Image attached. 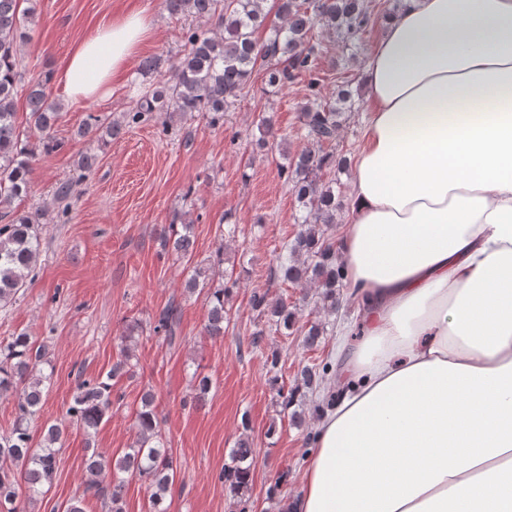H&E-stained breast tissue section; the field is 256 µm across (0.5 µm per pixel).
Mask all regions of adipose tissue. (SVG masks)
I'll list each match as a JSON object with an SVG mask.
<instances>
[{
	"label": "adipose tissue",
	"instance_id": "ef3b65f1",
	"mask_svg": "<svg viewBox=\"0 0 512 512\" xmlns=\"http://www.w3.org/2000/svg\"><path fill=\"white\" fill-rule=\"evenodd\" d=\"M153 27L79 41L66 95H110ZM364 83L337 242L363 332L293 512H512V0H402Z\"/></svg>",
	"mask_w": 512,
	"mask_h": 512
}]
</instances>
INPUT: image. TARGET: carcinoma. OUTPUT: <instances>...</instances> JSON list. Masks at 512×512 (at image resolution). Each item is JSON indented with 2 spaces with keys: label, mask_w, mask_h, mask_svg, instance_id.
<instances>
[{
  "label": "carcinoma",
  "mask_w": 512,
  "mask_h": 512,
  "mask_svg": "<svg viewBox=\"0 0 512 512\" xmlns=\"http://www.w3.org/2000/svg\"><path fill=\"white\" fill-rule=\"evenodd\" d=\"M263 0H165L172 15H192L202 26L183 31L184 51L171 67L165 81L149 82L138 89L133 107L100 131L97 123L88 122L78 130L81 138H97L104 134L115 138L126 126L139 125L155 112L188 114L201 112L208 123H224V112L234 104L251 77L263 71L264 90L281 91L298 76H309V104L304 107L301 124L309 147L297 155L287 178L291 191L300 204L299 229L286 245V257L274 269V277L284 282L301 284L308 280L319 288L321 307L336 310L343 287L344 271L333 248L323 241V227L336 222V194L332 183L321 180L324 170L336 167V156L322 146L336 140V133L346 113L352 111V91L340 89L336 99L322 102L319 65L323 57L319 45L311 42L309 33L321 24L338 34L346 43L360 41L371 22L367 0H278L279 15L286 23L275 27L272 34L259 43L256 30L266 14ZM27 7H22V4ZM33 0H0V309L12 304L29 278L34 276L39 257V235L35 228L39 217L18 215L13 209L16 198L27 193L30 185L31 138L38 139L43 152L51 154L64 146L54 134L59 107L48 101L47 76L22 85L19 70V44L25 37V21H35ZM24 90L28 116L26 125L17 122V97ZM95 163V156H82L79 174L61 182L55 190L67 214L68 199L74 182L83 179ZM184 232L169 225L170 234L163 235L165 252L176 257L192 254L194 240L190 225ZM224 273L213 267L194 268L185 288L204 294L208 304L206 331L211 336L224 335V298L227 289L216 283ZM253 307L267 321L284 329L293 326L295 313L283 300L271 301L268 294L253 296ZM176 310H163L154 332L175 339ZM50 363L48 350L38 345L27 333L0 343V396L16 401V417L12 428L0 433V512H21L20 494L33 499L52 485L58 470V454L68 429L77 426L94 433L104 418L112 413V381L128 372L129 356L112 365L104 376L78 381L66 417L43 428L39 447L32 444L30 427L39 414L44 398L45 382L50 376L41 366ZM136 439L129 451L116 459L92 454L85 460L89 476L87 489L110 504V512H122L123 496L129 481L138 479L147 485L151 512H167L164 502L177 474L179 464L167 447L157 419L155 398L147 393L133 423ZM255 450L247 439L231 449L230 463L224 466L220 479L236 496H245L252 477ZM111 480L102 484L100 477Z\"/></svg>",
  "instance_id": "carcinoma-1"
}]
</instances>
